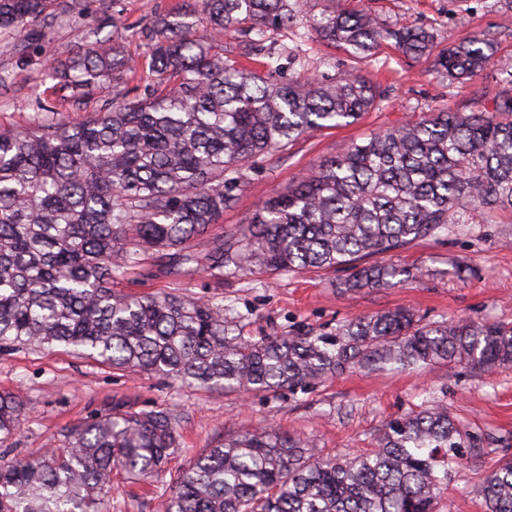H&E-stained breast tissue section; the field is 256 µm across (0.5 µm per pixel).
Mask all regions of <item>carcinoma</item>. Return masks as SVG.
<instances>
[{"label": "carcinoma", "mask_w": 512, "mask_h": 512, "mask_svg": "<svg viewBox=\"0 0 512 512\" xmlns=\"http://www.w3.org/2000/svg\"><path fill=\"white\" fill-rule=\"evenodd\" d=\"M201 13L155 16L148 41L152 83L79 119L38 103L26 128L0 127V352L60 350L124 372L161 374L224 393H277L352 369L464 364L512 366V326L460 319L426 322L409 309L356 317L330 332L247 339L224 304L174 292L124 294L119 277L190 279L224 271L344 270L345 293L387 288L420 272L366 259L474 223L512 215V86L493 109L439 111L353 142L286 192L264 202L236 238L210 230L232 207L247 163L304 135L349 125L376 108L378 86L358 70L334 83L284 79L288 50L248 69L224 55L226 34L292 25L299 0H201ZM56 0H0V32L54 26ZM98 28L131 27L108 13ZM326 45L355 59L394 40L406 56L430 54L433 33L392 30L364 8L305 15ZM209 31L203 40L198 26ZM490 48L474 38L439 59L448 84L476 77ZM286 63H281V60ZM136 70L117 40L95 39L52 61L45 78L80 106L84 90ZM23 404L0 393V447L10 452ZM181 413L170 407L108 410L64 441L0 462V512H110L114 476L166 483L164 512H436L448 469L465 441L444 406L389 421L375 448L324 457L304 438L272 429L215 437L174 466ZM484 512H512V457L473 488Z\"/></svg>", "instance_id": "carcinoma-1"}]
</instances>
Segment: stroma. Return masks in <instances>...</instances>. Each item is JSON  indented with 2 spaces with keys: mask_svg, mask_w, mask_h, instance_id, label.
Listing matches in <instances>:
<instances>
[{
  "mask_svg": "<svg viewBox=\"0 0 512 512\" xmlns=\"http://www.w3.org/2000/svg\"><path fill=\"white\" fill-rule=\"evenodd\" d=\"M187 0H115L112 10L126 25H145L155 15L184 8ZM341 6H369L393 28L421 26L435 36L437 49L471 36L492 39L493 49L480 75L463 84H448L435 57L413 61L387 46L377 55L353 61L303 28L279 32V43L297 49L307 60L305 71L325 82L358 69L384 93L380 110L358 122L304 135L288 150L249 169L236 205L220 225L227 234L241 233L255 209L287 190L320 160L370 133L420 119L443 108L481 110L488 94L512 79V0H340ZM82 22L61 13L48 36L0 33V69L11 80L0 85V124L25 127L35 116V97L45 91L44 66L49 59L75 50L82 41ZM28 41L25 58L15 47ZM125 54L138 68L134 82L92 91L88 109L104 100L146 85V47L123 36ZM400 262L421 270L419 280L402 286L345 293L343 275L325 270L298 273L225 274L216 286L204 273L184 282L157 278L143 284L119 281L129 292H184L235 308L243 336L329 331L339 322L405 307L428 321L463 318L512 323V223L469 224L439 239H428L401 253ZM13 392L23 403L21 427L11 446L25 456L60 443L68 425L106 408L135 410L176 407L183 416L180 461L201 453L219 434L270 427L308 439L325 456L372 448L375 437L393 418L443 405L463 437L476 440L462 464L448 472L437 512H483L471 487L504 455H512V367L483 373L459 366L411 365L381 372L352 369L313 388L283 389L277 394H223L187 388L178 381L150 374H126L72 358L60 352L18 349L0 353V391ZM161 484L123 482L112 492V512H162Z\"/></svg>",
  "mask_w": 512,
  "mask_h": 512,
  "instance_id": "35a3bbf8",
  "label": "stroma"
}]
</instances>
